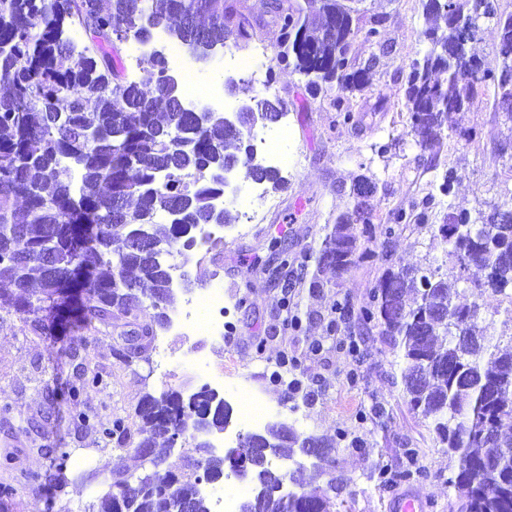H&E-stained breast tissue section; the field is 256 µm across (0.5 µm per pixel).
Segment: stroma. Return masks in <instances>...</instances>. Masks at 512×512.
Wrapping results in <instances>:
<instances>
[{"instance_id": "stroma-1", "label": "stroma", "mask_w": 512, "mask_h": 512, "mask_svg": "<svg viewBox=\"0 0 512 512\" xmlns=\"http://www.w3.org/2000/svg\"><path fill=\"white\" fill-rule=\"evenodd\" d=\"M378 16L384 19L383 51H375L361 38L353 44L357 62L374 54L378 63L362 90L341 95L357 118L352 126L339 125L331 98L309 91L306 77L279 62L278 28L257 25L255 41L268 48L269 56L256 62L252 89L257 93L270 89L285 101L288 140L283 149L298 163L281 167L287 184L270 190L276 206L262 221L235 224L225 230L218 248L203 256L189 250L175 261L207 286L224 290L226 340L210 352L213 365L224 373L221 398L237 405L235 390L247 385L266 405L269 422L338 438V462L349 483L336 496L333 512H388L392 493L403 490L420 495L427 512H448L453 496L448 480L455 476L457 463L437 442L431 423L415 416L404 402L397 350L378 328L362 325L357 318L347 320L335 333L329 327L337 300L360 305L382 275L384 262L357 263L343 277H329L324 288L314 293L297 285L301 327L296 331L283 322L280 284L263 272L275 260L268 248L274 238L288 249L296 266L306 265L310 250L319 248L325 236V225L351 205L338 191L340 182L359 173L372 175L378 183L373 204L382 223H390L393 213L411 202L428 195L434 198L426 222L412 219L395 228L391 249L404 265L441 264L443 246L434 239L432 227L445 213H474L485 204L512 200V158L495 150L497 144L512 140V124L498 113L492 97L479 96L470 109L454 115V132L437 158L422 155L407 124L404 88L413 61L427 47L423 0H359L354 24L362 30ZM383 144L387 152L378 153ZM448 174L453 189L444 196L438 187ZM160 339L162 350L148 349L127 365L113 353L116 337L98 335L95 361L110 375V386L90 393L80 405L64 404L45 415L41 409L46 394L63 386L70 372L60 352L67 339L29 333L20 315L0 312V405L10 404L14 411L11 423L0 422V440L17 437L18 467L49 477L41 489L21 487L14 496L0 498V512H44L49 498L54 501L53 512H89L109 470L121 467L140 473L138 457L102 446L98 427L113 415L133 414L144 392L172 388L187 396L199 389V381L185 364L195 337L167 331ZM259 339L265 343L261 353L255 349ZM285 352L297 356L300 366L288 373L285 382H271ZM163 357L170 362L166 375L155 369ZM376 405L386 410L380 425L370 420ZM80 409L95 413L93 427H75L71 417ZM30 419L36 429L28 434L22 427ZM357 439L364 441L365 452L351 450ZM46 443L71 449L75 465L57 471L37 451ZM408 448L417 450L426 479L377 480L378 470L395 475L405 466L403 452Z\"/></svg>"}]
</instances>
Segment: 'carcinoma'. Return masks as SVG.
I'll return each mask as SVG.
<instances>
[{"mask_svg": "<svg viewBox=\"0 0 512 512\" xmlns=\"http://www.w3.org/2000/svg\"><path fill=\"white\" fill-rule=\"evenodd\" d=\"M496 2L454 0L450 13L445 0H425L424 13L444 25L424 30L427 49L412 63L404 95L411 133L433 156L452 129V115L468 109L481 89L512 122V73H503L512 68V13L499 12ZM480 5L497 27L499 63L479 71L458 33L459 23L474 21ZM352 12L348 0L268 4L267 16L280 31V61L309 77L316 94L360 90L376 64L372 55L355 66ZM66 19L88 35L77 55L62 39ZM158 27L200 59L218 46L243 50L253 36L241 0H0V84L9 88L0 97V310L14 309L35 335H73L62 351L73 373L60 393L46 396L50 411L60 397L76 403L106 386L92 364L94 339L85 330L123 328L120 352L129 364L170 327L174 265L163 256L182 253L204 225L235 223L236 214L213 205L224 191L227 164L241 162L254 180L284 184L280 172L255 155L248 137L284 115L281 99L249 96L252 106L240 126L214 111L202 124L179 106L181 92L166 60L148 61L137 81L126 78L112 56L115 42L131 36L146 41ZM377 192L373 177H352V207L310 254L312 290L323 287L324 269L339 278L376 257L360 250L361 238H381L382 256L391 257L393 227L376 223ZM161 214L169 221H157ZM354 227L358 232H351ZM433 236L456 274L392 261L358 316L399 350L403 400L430 421L442 447L458 460L449 480V512L457 505L465 512H512V436L502 430L512 419V349L503 347L512 345V201L493 206L480 224L468 212H449ZM135 241L149 243L156 254L129 249ZM461 282L479 299L490 293L508 302L500 327L490 322L477 329L480 304L455 301ZM146 296L155 314L141 324ZM461 336H475L480 345L468 348ZM206 414L212 416L207 422L201 420ZM231 416L232 407L206 388L187 398L173 389L145 393L134 425L116 417L101 438L150 468L142 476L111 471L92 512H211L198 473L207 467L220 478L225 458L204 456L196 443L191 468L182 457L157 456L153 448L160 439L170 443L173 431L196 439ZM263 436L271 456L291 459L309 446L328 469L300 467L307 490L282 493L284 482L296 485L299 478L268 467L253 447L239 446L236 466L252 469L256 482L279 491L275 498L245 500L241 512H332V495L350 481L336 470V441L281 422L267 425ZM489 448L508 450L494 475L486 472ZM37 451L60 469L71 459L69 451L49 444Z\"/></svg>", "mask_w": 512, "mask_h": 512, "instance_id": "cac0c4a2", "label": "carcinoma"}]
</instances>
